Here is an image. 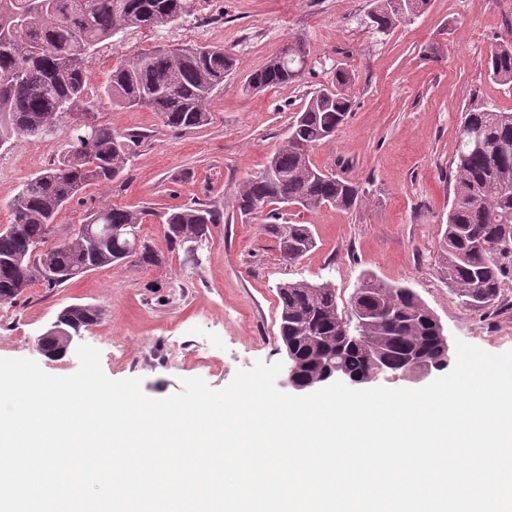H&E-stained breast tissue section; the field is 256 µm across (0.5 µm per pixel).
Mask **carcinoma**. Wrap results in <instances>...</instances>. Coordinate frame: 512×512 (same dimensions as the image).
Wrapping results in <instances>:
<instances>
[{
  "instance_id": "carcinoma-1",
  "label": "carcinoma",
  "mask_w": 512,
  "mask_h": 512,
  "mask_svg": "<svg viewBox=\"0 0 512 512\" xmlns=\"http://www.w3.org/2000/svg\"><path fill=\"white\" fill-rule=\"evenodd\" d=\"M427 0H376L371 23L387 33L416 15ZM196 0H0V147L12 138L39 139L47 128L74 112L91 111L85 84L89 59L117 31L161 27L191 12ZM307 64L302 42L252 72L248 88L259 91L296 80ZM236 67L224 49L184 45L142 52L112 69L104 95L122 107L146 105L165 126L187 130L208 124L207 105ZM487 75L512 83V40L496 46L484 60ZM348 92L323 88L313 93L289 127L288 137L263 171L247 179L238 208L249 215L265 213L266 231L285 259L303 258L315 244L305 224L280 222L274 205L356 208L360 186L319 170L311 150L329 141L351 112ZM132 139L100 122L70 128L66 149L52 167L27 179L7 203L11 223L0 230V303H11L28 288H57L77 277L76 271L109 266L125 259L122 248L139 237V263L160 266L164 257L141 237L147 218L162 227L172 247L207 239L211 225L224 223L215 202L130 210L110 205L94 212L65 238L48 245L55 217L90 185L120 178L130 161ZM453 200L441 249L448 283L466 309L492 307L503 281L512 273V112L488 107L464 111L458 131ZM112 227V237L90 243L86 225ZM54 271L45 278L41 267ZM368 324L341 334L343 320L336 289L329 282L293 280L278 286L280 338L299 364L302 380L326 374L333 363L366 377L378 365L396 370L406 352L420 353L424 369L446 368V352L436 333L432 312L406 286L368 278ZM100 310L74 304L58 321L77 333L97 322Z\"/></svg>"
}]
</instances>
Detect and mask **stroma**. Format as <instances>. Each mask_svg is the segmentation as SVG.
Returning <instances> with one entry per match:
<instances>
[{"label": "stroma", "instance_id": "stroma-1", "mask_svg": "<svg viewBox=\"0 0 512 512\" xmlns=\"http://www.w3.org/2000/svg\"><path fill=\"white\" fill-rule=\"evenodd\" d=\"M374 7L373 0H199L196 11L172 24L126 29L102 45L89 64L88 98L101 121L139 139L120 179L86 188L57 214L58 235L73 233L106 205L160 209L214 201L223 206L224 221L201 244L175 249L158 225L142 224V237L165 258L162 265L105 266L58 288L34 285L0 305V358H29L48 374H74L75 351L48 358L37 338L67 306L91 305L101 316L76 341L100 350L110 379H141L152 398L181 391L188 377L220 389L257 361H286L279 284L330 282L347 316L368 277L411 288L448 340L493 354L512 350V277L493 307L468 310L441 258L461 115L481 106L512 111V84L492 80L483 67L512 34V0H429L386 34L370 27ZM297 39L308 54L304 74L249 90L248 75ZM185 44L219 46L237 60L209 102L206 126L175 130L149 107L127 109L103 97L118 63ZM339 68L353 77V107L310 158L320 169L353 178L364 199L349 211L283 210V221L307 225L315 239L292 263L262 218L243 215L237 199L244 181L264 169L287 137L296 113ZM66 135L61 123L50 135L0 148V226L9 223L7 203L21 185L57 162Z\"/></svg>", "mask_w": 512, "mask_h": 512}]
</instances>
